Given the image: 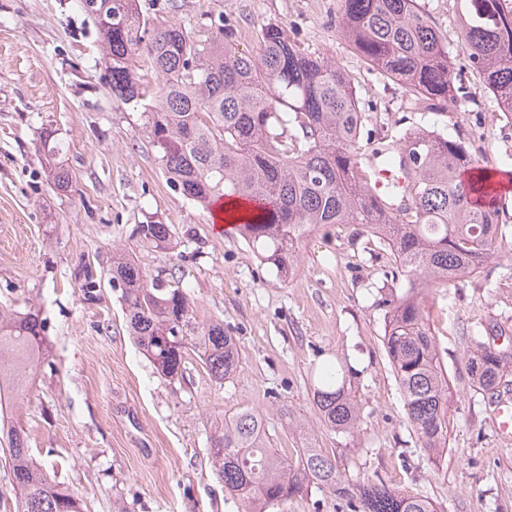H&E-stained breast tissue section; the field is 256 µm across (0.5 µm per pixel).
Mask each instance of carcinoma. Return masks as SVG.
Here are the masks:
<instances>
[{
  "label": "carcinoma",
  "instance_id": "carcinoma-1",
  "mask_svg": "<svg viewBox=\"0 0 512 512\" xmlns=\"http://www.w3.org/2000/svg\"><path fill=\"white\" fill-rule=\"evenodd\" d=\"M504 0H459L461 50L501 107L512 112V15ZM103 36L106 84L112 98L138 112L170 185L204 209L224 198L257 203L240 225L241 237L261 261L288 278L303 235L335 224H354L379 239L394 257L406 290L380 295L382 344L405 399L406 415L423 447L435 455L448 447V373L427 327L422 295L493 263L501 234L499 197L490 192L485 158L438 130L416 129L391 137L371 156L397 167L411 182L409 202L394 212L375 208L364 170V125L355 93L336 63L305 53L285 30L266 25L260 54L239 50L232 29L224 38L195 40L177 24L153 26L136 0H81ZM338 31L381 74L416 96L419 109L441 112L456 101L461 70L415 0H343ZM146 57L156 74L150 87L134 63ZM142 239L165 242V224H140ZM122 288L134 343L165 378L183 376L194 353L217 382L236 372L239 352L224 324L196 321L187 294L148 280L131 259L112 267ZM45 320L29 309L0 317V396L23 394L45 348ZM488 336L472 338L468 376L491 395L507 385V348ZM338 370H318L313 401L332 430L351 434L360 408L338 383ZM6 435L18 512H82L81 500L62 490L34 464L23 429ZM215 475L243 512L301 496L312 485L350 499L359 512H437L427 499L382 481L350 488L335 462L306 449L297 469L273 448L262 415L244 410L224 420L210 438Z\"/></svg>",
  "mask_w": 512,
  "mask_h": 512
}]
</instances>
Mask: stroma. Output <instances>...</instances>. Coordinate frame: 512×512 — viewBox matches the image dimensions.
<instances>
[{
    "label": "stroma",
    "mask_w": 512,
    "mask_h": 512,
    "mask_svg": "<svg viewBox=\"0 0 512 512\" xmlns=\"http://www.w3.org/2000/svg\"><path fill=\"white\" fill-rule=\"evenodd\" d=\"M151 24L182 25L195 38L236 33L258 55L261 27H282L304 52L328 58L353 83L364 136L405 128L444 131L512 170V112L500 111L465 68L457 0H416L456 65L462 88L442 112L369 66L341 36L342 0H138ZM80 0H0V311L35 307L47 353L12 406L32 457L81 499L84 512H239L213 475L217 424L262 412L278 453L297 462L316 448L350 483L382 480L428 498L437 512H512V440L467 375V337L497 325L512 338V192L497 258L424 296L427 323L448 372V448L432 456L405 411L382 345L378 289L394 264L351 224L307 232L294 274L281 279L240 236L209 230L211 216L175 190L132 109L102 77L107 61ZM72 172L60 191L41 146ZM140 224L170 227L169 248L143 243ZM134 259L149 278L182 288L199 322H223L239 350L224 382L189 356L184 376L161 378L133 344L112 258ZM332 362L356 391L355 433L326 427L313 403L315 369ZM300 426L287 430L276 405ZM267 512H352L328 489Z\"/></svg>",
    "instance_id": "1"
}]
</instances>
